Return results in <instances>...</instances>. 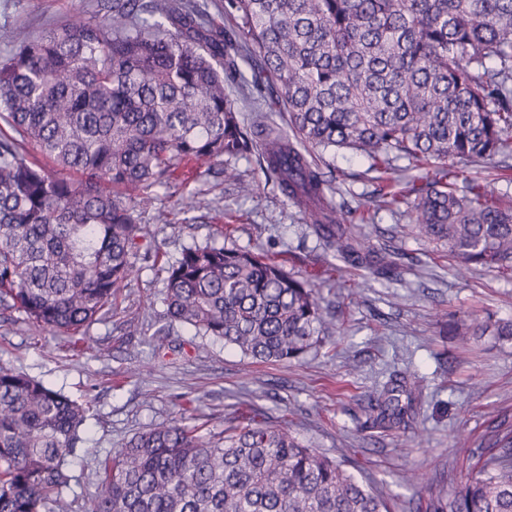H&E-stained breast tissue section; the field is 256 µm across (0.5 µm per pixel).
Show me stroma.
I'll return each mask as SVG.
<instances>
[{
  "instance_id": "obj_1",
  "label": "stroma",
  "mask_w": 512,
  "mask_h": 512,
  "mask_svg": "<svg viewBox=\"0 0 512 512\" xmlns=\"http://www.w3.org/2000/svg\"><path fill=\"white\" fill-rule=\"evenodd\" d=\"M97 2L0 0V58L9 49L8 32L21 29L36 37L56 26L81 25ZM324 158L336 168L334 202L349 230L375 247L407 255L395 280L346 270L359 285L352 298L320 279L328 255L311 234L307 215L281 194L256 156L229 161L234 179L203 162L188 185L159 189L156 207L174 212L173 223H156V207L141 215L148 245L166 258L178 257L191 241L216 237L224 223L234 226L237 245L279 254L298 277L319 278L322 296L336 308V333L300 360L254 363L181 325L168 336L170 350L153 354L143 336L127 335L123 326L128 319L148 328L164 309V282L139 254L122 290L125 314L91 324L82 350H71L65 333L34 336L22 315L0 314V363L92 405L91 452L72 467L70 495L78 506L98 486L95 454L174 418L205 415L223 427L228 414L250 402L285 418L304 444L350 459L352 473L369 478L392 512H422L431 498L451 493L477 457L492 452L497 431L512 428V341L485 336L464 349L444 328L449 315L468 312L512 320V276L434 254L412 233L406 216L383 209L367 223L349 217V210L369 200L376 174L349 150ZM243 183L251 185L250 193L240 192ZM201 200L219 210V223L183 232L180 209ZM395 370L419 386L416 418L397 432L366 428L362 401ZM413 473L420 483L407 484Z\"/></svg>"
}]
</instances>
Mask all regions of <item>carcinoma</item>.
Here are the masks:
<instances>
[{"label": "carcinoma", "instance_id": "cac0c4a2", "mask_svg": "<svg viewBox=\"0 0 512 512\" xmlns=\"http://www.w3.org/2000/svg\"><path fill=\"white\" fill-rule=\"evenodd\" d=\"M228 32L197 0H98L97 14L0 61V311L35 336L85 335L116 311L144 237L142 210L190 161L258 152L307 211L324 252L371 275L401 254L352 234L334 205L335 170L312 152L352 150L379 173L374 207L403 214L448 256L512 272V198L473 165H512V0H224ZM246 63L244 72L240 63ZM246 84L289 131L251 129L227 89ZM405 159L424 171L400 182ZM166 326L256 362L298 359L335 331L316 285L269 254L213 238L159 262ZM512 340V321L448 323L467 345ZM416 387L392 375L366 398V426H409ZM89 402L0 365V512H75L68 491L89 443ZM478 471L425 512H512V429ZM86 512H389L344 461L250 403L218 430L175 419L99 461Z\"/></svg>", "mask_w": 512, "mask_h": 512}]
</instances>
